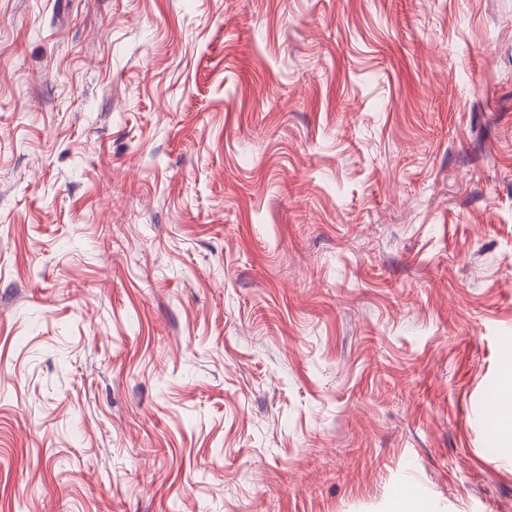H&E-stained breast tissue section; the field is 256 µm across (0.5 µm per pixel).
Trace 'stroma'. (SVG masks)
Masks as SVG:
<instances>
[{
    "instance_id": "1",
    "label": "stroma",
    "mask_w": 512,
    "mask_h": 512,
    "mask_svg": "<svg viewBox=\"0 0 512 512\" xmlns=\"http://www.w3.org/2000/svg\"><path fill=\"white\" fill-rule=\"evenodd\" d=\"M512 0H0V512H512ZM490 411L492 418L504 427H511L512 420V394H511V371L510 390L503 389L492 396L490 400Z\"/></svg>"
}]
</instances>
